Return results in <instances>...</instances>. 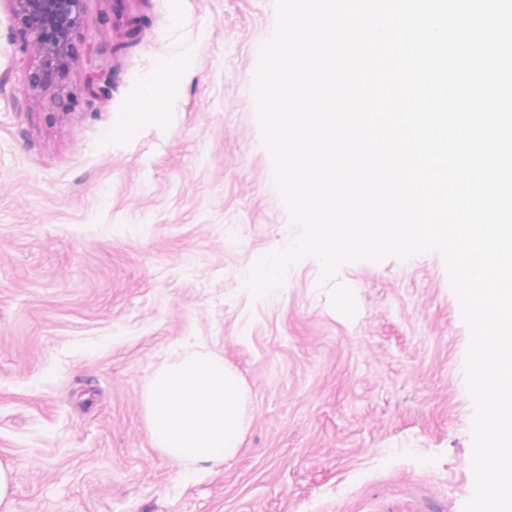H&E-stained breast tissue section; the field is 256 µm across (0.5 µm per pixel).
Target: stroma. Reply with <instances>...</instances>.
<instances>
[{
    "mask_svg": "<svg viewBox=\"0 0 512 512\" xmlns=\"http://www.w3.org/2000/svg\"><path fill=\"white\" fill-rule=\"evenodd\" d=\"M275 0H84L57 92L28 86L0 0V463L13 512H463L474 490L469 329L442 256L358 261L348 318L293 265L244 278L298 232L252 94ZM178 89L123 126L160 62ZM110 81L101 101L87 86ZM191 351L244 388L245 439L186 466L144 396Z\"/></svg>",
    "mask_w": 512,
    "mask_h": 512,
    "instance_id": "1",
    "label": "stroma"
}]
</instances>
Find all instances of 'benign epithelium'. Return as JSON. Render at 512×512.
<instances>
[{
	"mask_svg": "<svg viewBox=\"0 0 512 512\" xmlns=\"http://www.w3.org/2000/svg\"><path fill=\"white\" fill-rule=\"evenodd\" d=\"M20 47L31 49L40 64L29 74V87L46 92L43 70L64 71L81 28L83 0H9Z\"/></svg>",
	"mask_w": 512,
	"mask_h": 512,
	"instance_id": "benign-epithelium-1",
	"label": "benign epithelium"
}]
</instances>
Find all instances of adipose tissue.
Segmentation results:
<instances>
[{
	"mask_svg": "<svg viewBox=\"0 0 512 512\" xmlns=\"http://www.w3.org/2000/svg\"><path fill=\"white\" fill-rule=\"evenodd\" d=\"M129 127L153 120L171 98L173 81L148 76ZM147 429L156 448L185 464L234 456L244 440L243 385L223 362L186 353L158 373L145 395Z\"/></svg>",
	"mask_w": 512,
	"mask_h": 512,
	"instance_id": "1",
	"label": "adipose tissue"
}]
</instances>
